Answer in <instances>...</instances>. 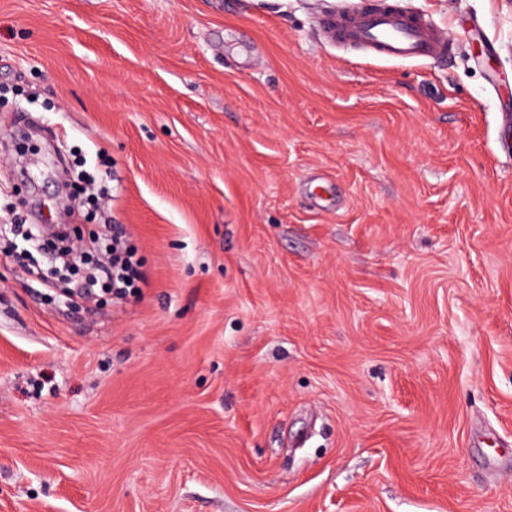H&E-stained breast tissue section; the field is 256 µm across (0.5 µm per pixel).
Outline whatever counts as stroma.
Returning <instances> with one entry per match:
<instances>
[{"label":"stroma","mask_w":512,"mask_h":512,"mask_svg":"<svg viewBox=\"0 0 512 512\" xmlns=\"http://www.w3.org/2000/svg\"><path fill=\"white\" fill-rule=\"evenodd\" d=\"M389 2L451 55L0 0V226L103 153L150 278L72 306L0 237V512H512V0Z\"/></svg>","instance_id":"35a3bbf8"}]
</instances>
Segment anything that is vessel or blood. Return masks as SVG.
Here are the masks:
<instances>
[{
  "label": "vessel or blood",
  "instance_id": "b4317fda",
  "mask_svg": "<svg viewBox=\"0 0 512 512\" xmlns=\"http://www.w3.org/2000/svg\"><path fill=\"white\" fill-rule=\"evenodd\" d=\"M319 26L337 43L362 47L384 59H439L453 48L452 41L425 19L395 9L359 5L322 18Z\"/></svg>",
  "mask_w": 512,
  "mask_h": 512
}]
</instances>
